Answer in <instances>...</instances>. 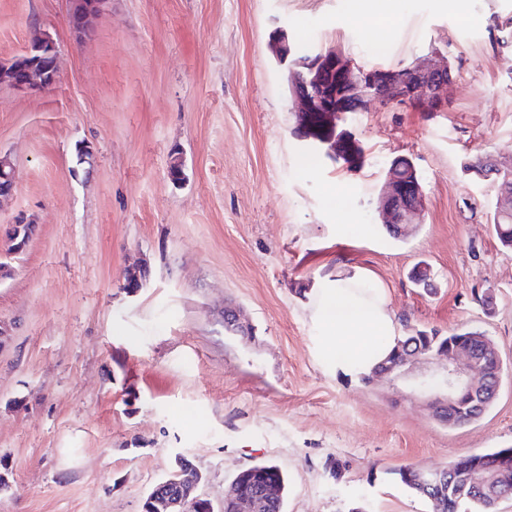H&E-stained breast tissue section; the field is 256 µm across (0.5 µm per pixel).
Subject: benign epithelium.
Instances as JSON below:
<instances>
[{
  "mask_svg": "<svg viewBox=\"0 0 512 512\" xmlns=\"http://www.w3.org/2000/svg\"><path fill=\"white\" fill-rule=\"evenodd\" d=\"M108 0H71L68 3L67 23L78 38L89 35L90 21L106 11ZM57 51L53 39L42 43L30 42L22 51L26 57H39L45 50ZM275 51L281 62H289L288 89L297 103V125L300 128L322 127L329 136L320 140L327 155L351 161L354 158L348 138L334 133L333 120L342 112L367 109L372 103L398 111L418 108L426 112H443L448 109L451 93L450 67L430 54L415 59L401 70H365L347 62L339 50H329L308 56L303 61L294 57L288 37L280 35ZM61 68L49 74L17 71L10 84L18 91H43L51 88L60 78ZM490 174L502 180L498 207L512 211V162L506 164L494 156L486 157ZM423 190L413 178L399 177L389 168L380 201L387 224H420L423 220ZM436 361L437 368H428L417 377H409L412 369L429 361ZM502 371L498 356L485 351L476 360L472 338L457 335L444 348L423 355L419 352L396 357L379 372L392 380H410L421 392L430 394L428 402L439 416L455 424L479 407L488 397L497 395V388L489 387ZM177 470L171 478L156 483L148 495L147 504L159 507L161 512H214L210 500L197 493L199 473L184 456H175ZM512 470V448H501L495 456L472 454L450 475L441 470H414L420 487L437 490L443 484L453 485L463 491L499 500V480ZM254 471L246 468L233 481L231 493L224 501L233 504L234 512H268L280 503L275 490H268L257 483Z\"/></svg>",
  "mask_w": 512,
  "mask_h": 512,
  "instance_id": "benign-epithelium-1",
  "label": "benign epithelium"
}]
</instances>
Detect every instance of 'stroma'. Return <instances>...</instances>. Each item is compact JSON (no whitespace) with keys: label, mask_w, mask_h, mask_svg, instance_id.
<instances>
[{"label":"stroma","mask_w":512,"mask_h":512,"mask_svg":"<svg viewBox=\"0 0 512 512\" xmlns=\"http://www.w3.org/2000/svg\"><path fill=\"white\" fill-rule=\"evenodd\" d=\"M359 2L110 0L78 39L68 0H0V59L37 28L61 57L49 90L0 82L17 183L0 206V512H141L179 453L216 512L262 461L287 477L284 512H431L400 469L512 448V253L489 223L495 184L463 169L512 159V47L490 28L512 0H391L377 20ZM280 31L365 69L437 53L448 109L345 113L358 156L333 160L297 128ZM397 156L425 211L396 239L379 200ZM21 215L35 233L11 254ZM421 261L433 292L411 279ZM354 267L400 328L491 337L504 375L479 422L448 426L407 382L318 363L313 290Z\"/></svg>","instance_id":"35a3bbf8"}]
</instances>
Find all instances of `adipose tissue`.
<instances>
[{
    "label": "adipose tissue",
    "mask_w": 512,
    "mask_h": 512,
    "mask_svg": "<svg viewBox=\"0 0 512 512\" xmlns=\"http://www.w3.org/2000/svg\"><path fill=\"white\" fill-rule=\"evenodd\" d=\"M309 317L326 331L315 346V358L339 376L371 375L399 336L385 289L367 287L360 270L322 282Z\"/></svg>",
    "instance_id": "adipose-tissue-1"
}]
</instances>
